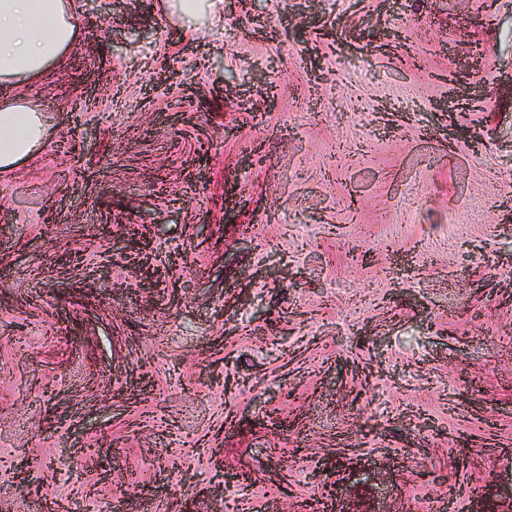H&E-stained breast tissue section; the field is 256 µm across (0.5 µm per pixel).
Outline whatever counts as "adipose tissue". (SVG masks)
Masks as SVG:
<instances>
[{"label": "adipose tissue", "instance_id": "1", "mask_svg": "<svg viewBox=\"0 0 512 512\" xmlns=\"http://www.w3.org/2000/svg\"><path fill=\"white\" fill-rule=\"evenodd\" d=\"M76 0H0V87L39 81L80 37ZM47 135L45 118L0 101V172L31 157Z\"/></svg>", "mask_w": 512, "mask_h": 512}]
</instances>
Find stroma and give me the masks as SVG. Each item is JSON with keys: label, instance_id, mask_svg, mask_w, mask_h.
Here are the masks:
<instances>
[{"label": "stroma", "instance_id": "1", "mask_svg": "<svg viewBox=\"0 0 512 512\" xmlns=\"http://www.w3.org/2000/svg\"><path fill=\"white\" fill-rule=\"evenodd\" d=\"M77 3L0 88L49 129L0 175V512H512V0ZM128 246L126 248L133 252L134 259H137V267L139 271L146 274V277L150 279V281L158 282L162 277L164 278L166 273H168V269L173 264L176 265L177 262L184 261V255L181 252H173L168 256V262L165 266H159L154 264L155 260V250H154V242L152 239H146L144 237H131L127 239ZM149 273V274H148Z\"/></svg>", "mask_w": 512, "mask_h": 512}]
</instances>
